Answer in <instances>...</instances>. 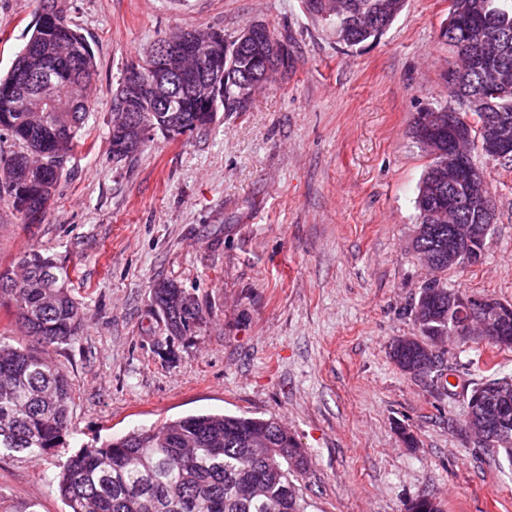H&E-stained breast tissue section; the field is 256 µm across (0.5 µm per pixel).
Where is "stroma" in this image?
Returning a JSON list of instances; mask_svg holds the SVG:
<instances>
[{"mask_svg": "<svg viewBox=\"0 0 512 512\" xmlns=\"http://www.w3.org/2000/svg\"><path fill=\"white\" fill-rule=\"evenodd\" d=\"M89 40L96 72L84 134L39 222L0 197V271L30 249L66 265L86 313L77 343L49 350L72 384L63 445L47 458L0 454V512H65L59 464L113 437L189 414L285 423L312 457L311 512H406L429 494L443 512H512V464L449 431L464 384L512 374V350L448 342L454 391L399 370L430 277L412 248L417 187L431 162L418 113L453 106L448 0H407L375 42L348 48L303 0H58ZM37 0H0V75L38 17ZM261 21L292 66L248 111L210 127L154 134L119 160L112 94L158 39L235 36ZM496 220L476 266L449 288L512 304V162L474 151ZM175 282L204 319L168 337L152 287ZM411 432L407 447L402 432Z\"/></svg>", "mask_w": 512, "mask_h": 512, "instance_id": "obj_1", "label": "stroma"}]
</instances>
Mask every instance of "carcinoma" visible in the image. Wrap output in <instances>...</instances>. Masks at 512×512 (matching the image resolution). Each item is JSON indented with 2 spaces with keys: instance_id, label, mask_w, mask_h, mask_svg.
<instances>
[{
  "instance_id": "carcinoma-1",
  "label": "carcinoma",
  "mask_w": 512,
  "mask_h": 512,
  "mask_svg": "<svg viewBox=\"0 0 512 512\" xmlns=\"http://www.w3.org/2000/svg\"><path fill=\"white\" fill-rule=\"evenodd\" d=\"M54 0H39L33 32L10 70L0 77V130L11 134L22 150L0 162V195L26 214L32 202L48 209L66 163L67 154L85 123L87 102L71 96L87 85L96 70L93 49L85 36L65 17L48 15ZM479 25L495 42V52L463 73L453 98L463 107L455 120H467L470 95L483 98V108L512 121V0H481ZM308 13L336 22L340 40L353 48L382 35L373 22L390 25L405 7V0H304ZM468 21L440 32V39L459 54L469 38ZM46 65L52 81L62 91L54 103L31 107L27 85ZM230 71L224 91L214 98L181 95L177 111L162 101L139 102L136 111L161 134L175 138L211 125L219 110L244 112L230 82L238 71L260 81L263 62L250 55L228 58ZM126 116L112 113L113 157L131 156L119 124ZM448 166V153L432 157L418 187L415 206L418 223L430 225L427 236L413 249L416 254L448 251V225L436 224L434 206L427 196L432 174ZM20 273H0V297L8 296L5 314L18 319L39 350L17 347L0 336V451L41 459L63 443L69 421L72 387L67 375L45 351L79 340L84 312L72 296L67 267L39 251L22 255ZM434 291L439 304L415 319V341L398 338L391 358L402 371L426 359V350L448 335V286L439 281ZM152 304L162 315L168 335H187L203 320L198 300L172 281L152 289ZM311 459L295 437L275 419L246 414L209 413L170 420L159 427L128 433L100 447L86 448L64 464L53 484L68 512H308L299 477ZM407 512H442L429 495L408 504Z\"/></svg>"
}]
</instances>
